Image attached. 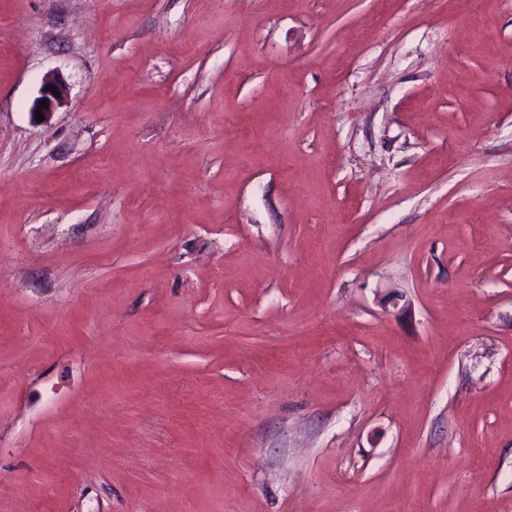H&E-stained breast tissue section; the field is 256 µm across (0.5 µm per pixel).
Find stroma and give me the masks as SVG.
<instances>
[{
  "label": "stroma",
  "mask_w": 512,
  "mask_h": 512,
  "mask_svg": "<svg viewBox=\"0 0 512 512\" xmlns=\"http://www.w3.org/2000/svg\"><path fill=\"white\" fill-rule=\"evenodd\" d=\"M0 512H512V0H0ZM49 86H52L53 88H56V94H53L51 91H47V88ZM64 87L63 85L54 80V79H47L44 81L41 89H40V95L37 97V99L34 101L31 114L32 116H36V110H40L42 114H44V117H47L52 113V110L57 104L62 95H63ZM44 100H47V108L41 109V102Z\"/></svg>",
  "instance_id": "35a3bbf8"
}]
</instances>
